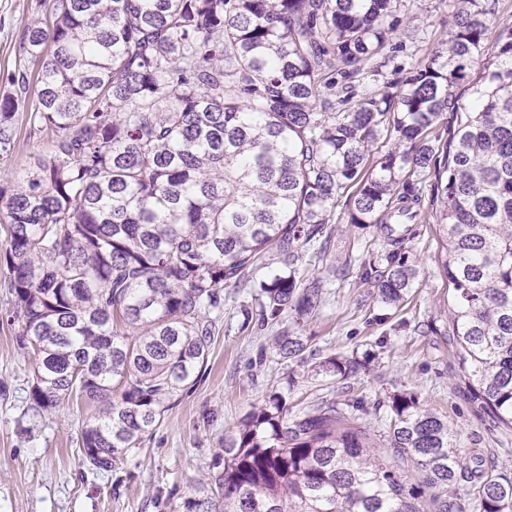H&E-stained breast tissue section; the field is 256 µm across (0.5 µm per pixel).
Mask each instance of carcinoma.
<instances>
[{"mask_svg":"<svg viewBox=\"0 0 512 512\" xmlns=\"http://www.w3.org/2000/svg\"><path fill=\"white\" fill-rule=\"evenodd\" d=\"M460 2L447 47L396 95L376 88L377 59L404 0H53L51 21L25 27L8 82L25 93L24 62L36 67L29 124L52 140L0 186V265L35 361L28 410L98 404L83 463L113 470L153 433L206 365L224 282L261 254L285 267L259 283L262 315L317 311L321 281L295 264L351 184L348 223L377 225L391 246L365 278L384 303L404 300L420 273L404 243L431 173L448 336L474 399L512 425V23L496 0ZM474 68L438 146L430 130ZM17 103L0 98L1 157ZM390 112L393 146L369 166ZM302 350L278 341L284 358ZM391 412L380 446L332 405L290 418L271 396L224 438V512H466L467 473L478 512H512V480L478 459L468 470L448 422L404 394ZM182 508L216 503L199 489Z\"/></svg>","mask_w":512,"mask_h":512,"instance_id":"obj_1","label":"carcinoma"}]
</instances>
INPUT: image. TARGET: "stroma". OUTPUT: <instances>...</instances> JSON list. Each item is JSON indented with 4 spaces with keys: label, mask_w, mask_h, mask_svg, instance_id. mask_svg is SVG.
<instances>
[{
    "label": "stroma",
    "mask_w": 512,
    "mask_h": 512,
    "mask_svg": "<svg viewBox=\"0 0 512 512\" xmlns=\"http://www.w3.org/2000/svg\"><path fill=\"white\" fill-rule=\"evenodd\" d=\"M459 0H405L397 30L381 59L393 88L417 60L440 47ZM50 0H0V95L19 59L20 35L34 18L47 17ZM26 103L15 113L16 148L0 158V183L32 168L49 145L48 133L31 128ZM338 204L325 255L304 246L303 277H317L322 299L314 316L288 311L262 322L259 282L281 273L267 253L244 286L225 284L207 364L180 391L151 436L130 449L120 468L95 471L81 461L80 433L94 416L92 403L70 401L45 413L38 426L26 414L34 381L31 359L7 321L9 274L0 266V512H181L194 487H207L224 469V437L270 396L284 397L290 414L333 404L375 434L386 433L393 395L414 397L457 435L463 458L480 457L490 473L512 478V428L473 402L454 347L443 334L448 284L437 257L434 224L415 225L408 256L420 274L399 305L381 302L362 273L385 250L371 226L348 223ZM299 338L303 352L282 358L281 336ZM332 357L356 361L349 375L326 372Z\"/></svg>",
    "instance_id": "stroma-1"
}]
</instances>
